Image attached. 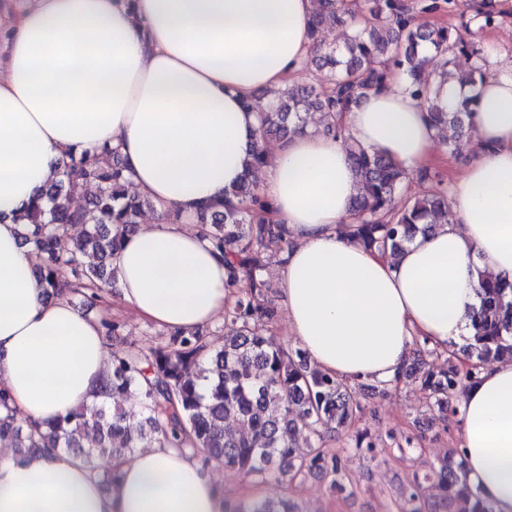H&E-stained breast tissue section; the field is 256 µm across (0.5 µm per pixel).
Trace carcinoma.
<instances>
[{
	"mask_svg": "<svg viewBox=\"0 0 512 512\" xmlns=\"http://www.w3.org/2000/svg\"><path fill=\"white\" fill-rule=\"evenodd\" d=\"M316 5L308 39L318 41L327 18L339 13L336 0ZM367 24L346 35L341 49L325 48L315 56L318 70L329 74L315 84H292L277 100L255 92L250 103L260 109L263 140H284L308 124L317 133L336 136V116L368 91L383 86L390 72L405 73L413 95L428 107L446 148L471 130L469 118L477 101L464 100L453 112L433 106L423 72L433 49L440 55L441 73H459L469 82L484 76L487 60L471 41L472 30L445 24L414 25L409 0H369ZM359 192L354 202L351 234L367 249L398 255L417 234L448 224V188L440 185L410 200L403 199L409 172L383 154L350 145ZM267 162L261 147L232 189L240 205L213 202L198 212L200 236L224 255L225 286L237 289L224 313L230 331L210 340L202 331L174 332L168 342L148 350L133 346L110 352L112 374L101 399L48 423L20 421L6 392L0 390V440L17 449L20 460L36 453L63 449L94 472L95 456L117 464L136 448L164 442L189 447L204 465L219 464L247 476L295 479L313 471L342 476L339 453L323 450L327 435L350 427L362 412L361 390L313 367L298 347L261 332L259 321L269 316L263 305L270 283L263 271L288 249L285 229L251 179ZM131 172L118 152L104 156L84 153L64 165L61 177L44 188L25 212L23 244L42 255L36 278L48 298L67 294L95 304L98 290L117 287L112 257L122 238L115 226L132 232L150 199L128 193ZM81 183L92 189L83 207L71 205L70 192ZM479 309L473 332L460 351L469 369L456 366L436 371L421 359L404 376L417 383L445 415L459 413V391L479 379L485 364L512 358V283L480 277ZM245 426L233 431L229 421ZM305 437L308 450L297 448ZM354 448L375 452L368 433L347 436ZM433 479L439 492L435 507L443 512H492V506L468 481L463 449L448 450ZM429 506L419 479L402 492V512H425ZM225 512H300L284 495L277 501L252 496L225 500Z\"/></svg>",
	"mask_w": 512,
	"mask_h": 512,
	"instance_id": "carcinoma-1",
	"label": "carcinoma"
}]
</instances>
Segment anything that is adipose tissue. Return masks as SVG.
Masks as SVG:
<instances>
[{
  "label": "adipose tissue",
  "mask_w": 512,
  "mask_h": 512,
  "mask_svg": "<svg viewBox=\"0 0 512 512\" xmlns=\"http://www.w3.org/2000/svg\"><path fill=\"white\" fill-rule=\"evenodd\" d=\"M312 0H26L0 10V388L26 419L90 403L110 372L99 318L46 298L18 220L71 155L118 149L155 207L113 258L115 307L191 332L234 300L224 258L194 226L224 199L261 144L257 90L290 84L311 45ZM474 97L471 158L449 186L450 224L398 256L349 235L354 141L417 173L438 132L409 80L391 74L342 115V136L309 132L264 146L260 192L288 233L276 302L309 362L345 382H395L413 341L447 352L470 335L479 272L512 280V73L437 87L455 110ZM262 145V144H261ZM468 479L512 512V361L483 368L461 398ZM197 456L155 445L104 487L53 452L0 451V512H224Z\"/></svg>",
  "instance_id": "ef3b65f1"
}]
</instances>
